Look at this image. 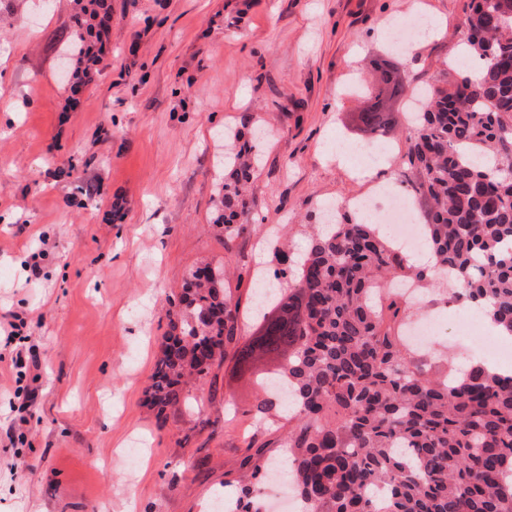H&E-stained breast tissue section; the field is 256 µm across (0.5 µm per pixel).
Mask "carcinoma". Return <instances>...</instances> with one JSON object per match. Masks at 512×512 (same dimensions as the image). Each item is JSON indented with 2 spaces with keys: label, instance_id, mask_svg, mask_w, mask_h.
Listing matches in <instances>:
<instances>
[{
  "label": "carcinoma",
  "instance_id": "1",
  "mask_svg": "<svg viewBox=\"0 0 512 512\" xmlns=\"http://www.w3.org/2000/svg\"><path fill=\"white\" fill-rule=\"evenodd\" d=\"M110 0H74L66 83L92 80L103 55L97 18ZM465 54L448 78L426 89L402 154L419 221L434 258L413 267L374 225L343 214L310 236L297 268L273 294L252 292L260 316L288 309L280 344H238L239 301L224 285V265L210 262L185 278L169 313L146 402L164 412L195 410L189 384L214 385V368L255 351L288 360L264 374L280 393L261 398L254 416L291 414L288 454L304 512H512V372L476 365L432 377L408 353L396 327L412 303L393 292L373 301L386 280L450 286L456 301L484 309L512 335V0H471L460 23ZM371 104L359 112L369 139L388 134L380 106L386 90L404 94L398 70L380 66ZM252 141L234 134L224 150L229 177L217 193L216 226L239 235L253 173ZM228 512H260L261 453L248 456Z\"/></svg>",
  "mask_w": 512,
  "mask_h": 512
}]
</instances>
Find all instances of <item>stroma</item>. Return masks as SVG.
I'll return each mask as SVG.
<instances>
[{
    "mask_svg": "<svg viewBox=\"0 0 512 512\" xmlns=\"http://www.w3.org/2000/svg\"><path fill=\"white\" fill-rule=\"evenodd\" d=\"M469 0H112L99 73L80 97L59 80L72 0H22L0 22V314L26 318L42 392L23 445L5 431L15 383L0 370V512H207L248 447L280 457L289 425L256 424V373L224 362L201 413H158L145 389L189 270L224 264L248 308L286 227L295 248L322 205L363 190L357 115L390 60L426 85L462 51ZM439 26L404 53L385 25ZM261 129L243 233L213 227L224 128ZM354 150L337 160L329 148ZM51 248L32 278L28 261ZM437 364L481 356L460 306H436Z\"/></svg>",
    "mask_w": 512,
    "mask_h": 512,
    "instance_id": "obj_1",
    "label": "stroma"
}]
</instances>
